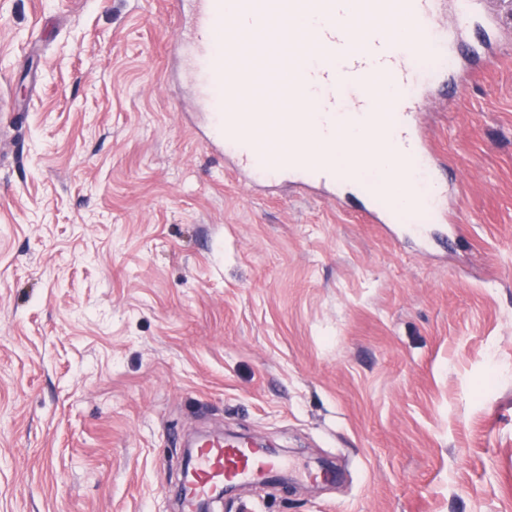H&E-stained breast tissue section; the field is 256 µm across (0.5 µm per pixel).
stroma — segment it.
Segmentation results:
<instances>
[{
	"mask_svg": "<svg viewBox=\"0 0 512 512\" xmlns=\"http://www.w3.org/2000/svg\"><path fill=\"white\" fill-rule=\"evenodd\" d=\"M184 34L163 0H0V512H179L215 428L288 483L213 512H512V33L424 109L458 177L425 249L228 178Z\"/></svg>",
	"mask_w": 512,
	"mask_h": 512,
	"instance_id": "obj_1",
	"label": "stroma"
}]
</instances>
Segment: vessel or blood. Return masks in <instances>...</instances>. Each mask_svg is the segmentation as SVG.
Returning a JSON list of instances; mask_svg holds the SVG:
<instances>
[{
	"label": "vessel or blood",
	"instance_id": "vessel-or-blood-1",
	"mask_svg": "<svg viewBox=\"0 0 512 512\" xmlns=\"http://www.w3.org/2000/svg\"><path fill=\"white\" fill-rule=\"evenodd\" d=\"M305 14L320 20L311 34L316 63L295 82L290 69L301 38L292 22ZM176 16L192 23L182 54L205 113L203 143L223 156L226 172L254 185L286 181L331 197L338 172L319 149L334 144L333 119L343 113L388 150L386 186L363 208L369 222L397 223L393 195L399 192L414 199L415 212L426 219L455 223L448 187L436 177L440 158L418 117L436 82L454 90L462 81L455 55L471 31L504 24L495 0H238L233 11L227 0H179ZM257 74L271 90L293 97L313 93L321 104L316 136L294 132L304 141L300 167L253 136L261 128L267 140L281 138L280 116L224 109L225 102L251 98ZM282 470L281 458L248 441L205 436L183 479L182 512H196L219 487L264 484Z\"/></svg>",
	"mask_w": 512,
	"mask_h": 512
}]
</instances>
